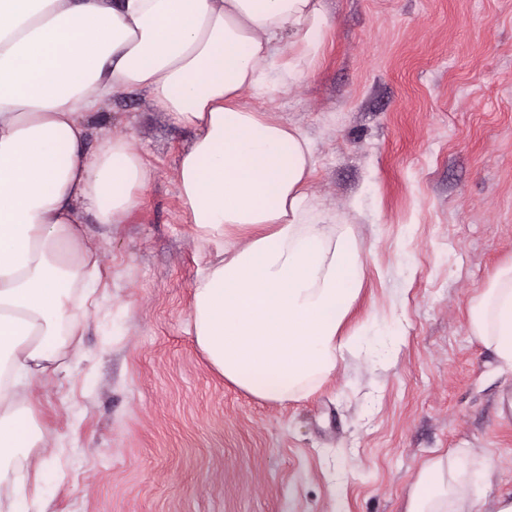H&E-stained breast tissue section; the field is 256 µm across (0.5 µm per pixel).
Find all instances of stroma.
<instances>
[{
  "mask_svg": "<svg viewBox=\"0 0 512 512\" xmlns=\"http://www.w3.org/2000/svg\"><path fill=\"white\" fill-rule=\"evenodd\" d=\"M321 50L288 93L248 105L301 128L309 190L357 238L360 295L335 370L280 404L224 380L186 331L214 257L177 160L196 138L136 89L90 121L151 171L122 224L84 215L109 285L71 378L37 381L58 478L48 512H405L422 467L470 449L512 495V374L468 308L512 261V0H326ZM397 330L385 349L372 324Z\"/></svg>",
  "mask_w": 512,
  "mask_h": 512,
  "instance_id": "stroma-1",
  "label": "stroma"
}]
</instances>
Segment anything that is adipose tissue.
I'll return each mask as SVG.
<instances>
[{
    "mask_svg": "<svg viewBox=\"0 0 512 512\" xmlns=\"http://www.w3.org/2000/svg\"><path fill=\"white\" fill-rule=\"evenodd\" d=\"M327 24L323 0H0V512H47L57 472L28 397L68 372L101 299L82 215L125 222L150 179L127 135L86 150L87 117L120 90L197 131L178 190L217 248L187 323L210 365L281 403L335 370L363 285L359 244L308 190L309 138L241 101L288 91ZM231 227L251 228L248 241L231 242ZM469 330L512 370V263L472 300ZM492 472L455 449L422 468L405 512H478Z\"/></svg>",
    "mask_w": 512,
    "mask_h": 512,
    "instance_id": "obj_1",
    "label": "adipose tissue"
}]
</instances>
